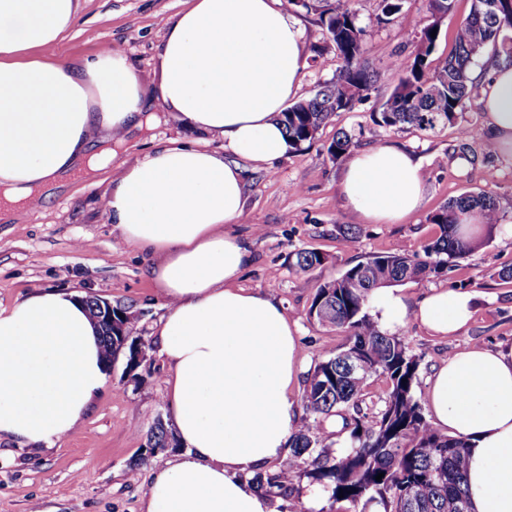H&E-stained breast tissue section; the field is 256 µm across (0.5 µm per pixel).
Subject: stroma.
<instances>
[{"label":"stroma","instance_id":"stroma-1","mask_svg":"<svg viewBox=\"0 0 512 512\" xmlns=\"http://www.w3.org/2000/svg\"><path fill=\"white\" fill-rule=\"evenodd\" d=\"M185 6L186 0H80L74 27L53 53L57 59L74 61L106 49L121 52L144 87L153 89L165 21ZM287 12L304 32L307 66L300 74L296 97L308 99L335 75L341 60L326 41L317 12L294 6ZM429 21L426 0H406L398 18L373 27L365 39L364 57L378 73L369 98L339 113L335 124L322 129L312 145L289 151L270 165H249L244 170L243 213L226 230L248 251L239 287L277 301L297 328L301 380L289 390L294 402L302 400L304 376L346 341L344 334L307 317L320 286L371 255L401 247L421 249L438 233L429 216L465 192L495 195L500 221L512 224V166L498 158L457 163L460 146L477 152L486 138L477 99H470L455 124L429 134L411 128L387 130L370 119L395 84L390 52L408 53L412 39ZM340 129L352 135L357 150L386 144L420 158L424 199L413 215L399 224H365L345 207L340 193L344 165L326 152ZM169 140L190 145L201 141L174 113L153 103L140 126L121 140L109 141L111 165L88 175L75 173L52 189L47 200L0 218L1 310L38 288L94 295L128 309L146 353L137 377L125 374L124 361L113 364L90 411L52 446L0 440V512H142L149 472L176 456L172 449L148 458L143 455L155 421L168 416V369L157 347L167 301L149 276L152 256L122 245L105 207L112 182L123 167ZM350 227L356 236L346 244L341 233ZM300 250L321 252L326 260L309 272H297L293 261ZM504 267H512V239L497 234L451 271L402 284L411 306L434 289L465 292L472 298L469 323L453 335L432 336L413 319L401 329L410 353L419 361L414 387L418 403L426 401L434 369L458 350L512 344V280L498 275Z\"/></svg>","mask_w":512,"mask_h":512}]
</instances>
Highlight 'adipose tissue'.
<instances>
[{
  "mask_svg": "<svg viewBox=\"0 0 512 512\" xmlns=\"http://www.w3.org/2000/svg\"><path fill=\"white\" fill-rule=\"evenodd\" d=\"M79 0H0V198L39 202L58 180L107 166L95 138L140 125L150 101L224 142V153L177 141L125 169L106 200L124 243L156 256L149 273L169 311L159 331L167 405L185 450L149 475L145 512H271L246 473L284 456L297 421L296 328L278 303L238 287L248 259L225 230L243 212V162L268 164L291 145L277 123L307 64L302 32L281 0H188L169 18L159 79L145 90L117 51L79 62L45 53L75 24ZM486 132L512 165V62L475 73ZM419 162L382 145L354 153L341 195L366 224L414 213ZM383 329L414 315L448 336L472 316L469 294L440 289L409 308L398 291L373 296ZM96 323L78 295L39 290L0 309V436L52 444L104 387ZM434 428L471 445L474 512H512V347L462 349L429 379Z\"/></svg>",
  "mask_w": 512,
  "mask_h": 512,
  "instance_id": "adipose-tissue-1",
  "label": "adipose tissue"
}]
</instances>
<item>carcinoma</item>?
<instances>
[{"label": "carcinoma", "instance_id": "obj_1", "mask_svg": "<svg viewBox=\"0 0 512 512\" xmlns=\"http://www.w3.org/2000/svg\"><path fill=\"white\" fill-rule=\"evenodd\" d=\"M306 10L320 11L329 42L343 61L314 97L298 101L276 116L284 126L293 149L312 144L319 131L340 112L366 100L377 75L362 63L365 36L376 24L396 19L405 0H379V13L364 22L357 0H334L335 6L318 7L322 0H289ZM454 0H428L431 22L415 37L406 56H396L389 67L397 74L391 94L372 122L385 129L410 126L434 133L456 122L470 100L474 84L470 68L477 56L490 49L512 60V3L493 7L494 0H472L470 14L455 32L453 50L430 67L438 38L431 32L453 8ZM355 147L353 136L336 132L327 146L330 158L340 162ZM483 217L482 234L464 237L460 216ZM429 222L438 236L422 251L402 248L375 255L347 268L339 278L317 290L307 317L323 327L348 335L347 342L317 363L307 378L302 401L307 418L289 438L288 468L272 475L262 471L247 478L252 486L292 500L289 512H304L294 479L298 469L320 485L335 502L345 500L376 505L382 512H470L467 488V457L470 445L434 429L424 416L413 390L419 363L404 341L379 329L368 313L375 290L404 282L439 276L470 253L483 248L498 224L497 199L487 193H464L435 211ZM294 266L306 273L326 257L313 250L294 253ZM98 319L104 353L126 359L132 373L140 365L131 362L132 348L139 341L130 317H116L107 328L100 320L96 301L87 300ZM383 377L388 390L381 408L370 416L361 409L368 381ZM342 421L348 433L343 446L332 453L325 444V422ZM177 442L162 420L151 428L148 440L165 447ZM384 474L376 480L378 474Z\"/></svg>", "mask_w": 512, "mask_h": 512}]
</instances>
